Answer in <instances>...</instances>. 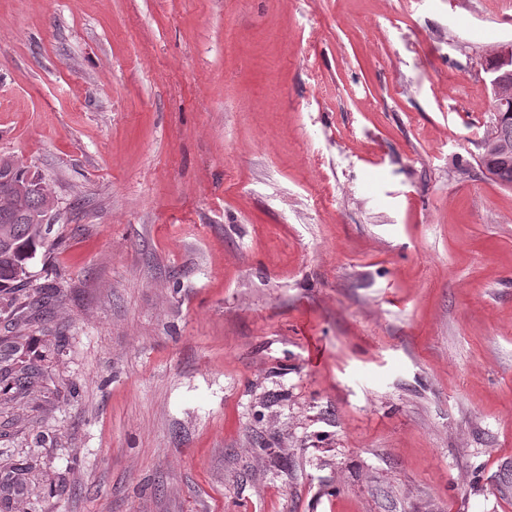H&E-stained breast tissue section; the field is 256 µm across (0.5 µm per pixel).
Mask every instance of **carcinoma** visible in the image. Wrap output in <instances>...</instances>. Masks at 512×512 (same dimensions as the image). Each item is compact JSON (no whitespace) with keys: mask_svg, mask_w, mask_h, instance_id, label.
I'll list each match as a JSON object with an SVG mask.
<instances>
[{"mask_svg":"<svg viewBox=\"0 0 512 512\" xmlns=\"http://www.w3.org/2000/svg\"><path fill=\"white\" fill-rule=\"evenodd\" d=\"M482 167L497 181L512 186V121L492 119L479 157ZM11 175L14 193L0 196V295L20 300L29 279V264L38 250L52 247L51 225L43 223L55 208L48 185L29 167L10 157H0V178ZM32 374L25 370H0V391H28Z\"/></svg>","mask_w":512,"mask_h":512,"instance_id":"cac0c4a2","label":"carcinoma"}]
</instances>
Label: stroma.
<instances>
[{"label":"stroma","instance_id":"35a3bbf8","mask_svg":"<svg viewBox=\"0 0 512 512\" xmlns=\"http://www.w3.org/2000/svg\"><path fill=\"white\" fill-rule=\"evenodd\" d=\"M510 41L512 0H0L58 240L0 299V512H512ZM494 109L496 112L495 102ZM495 112L491 130L482 143L479 161L497 181L512 186V121L499 122ZM32 377V373H28L25 369L14 373L11 370L1 369L0 390L1 392H4V394H7L10 391H13L15 394L26 392L32 384Z\"/></svg>","mask_w":512,"mask_h":512}]
</instances>
